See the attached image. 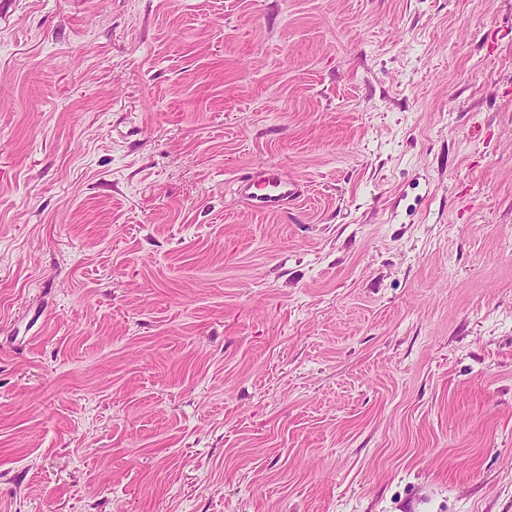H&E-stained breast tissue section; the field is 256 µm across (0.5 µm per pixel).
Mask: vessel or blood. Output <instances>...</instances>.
Returning <instances> with one entry per match:
<instances>
[{
	"label": "vessel or blood",
	"instance_id": "obj_1",
	"mask_svg": "<svg viewBox=\"0 0 512 512\" xmlns=\"http://www.w3.org/2000/svg\"><path fill=\"white\" fill-rule=\"evenodd\" d=\"M235 193L253 211L283 214L300 199L303 186L279 167L268 164L239 175L235 180Z\"/></svg>",
	"mask_w": 512,
	"mask_h": 512
}]
</instances>
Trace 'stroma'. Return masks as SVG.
<instances>
[{
	"label": "stroma",
	"mask_w": 512,
	"mask_h": 512,
	"mask_svg": "<svg viewBox=\"0 0 512 512\" xmlns=\"http://www.w3.org/2000/svg\"><path fill=\"white\" fill-rule=\"evenodd\" d=\"M0 512H512V0H0ZM235 193L253 211L283 214L300 199L303 186L279 167L267 164L239 175L235 180Z\"/></svg>",
	"instance_id": "1"
}]
</instances>
